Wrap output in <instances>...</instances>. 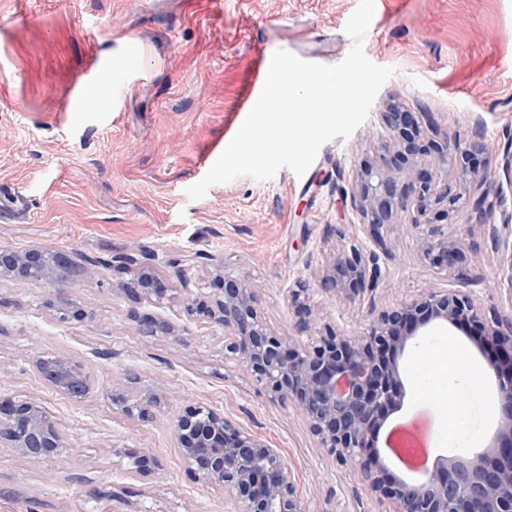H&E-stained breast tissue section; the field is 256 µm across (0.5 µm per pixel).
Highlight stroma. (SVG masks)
Returning <instances> with one entry per match:
<instances>
[{
    "instance_id": "1",
    "label": "stroma",
    "mask_w": 512,
    "mask_h": 512,
    "mask_svg": "<svg viewBox=\"0 0 512 512\" xmlns=\"http://www.w3.org/2000/svg\"><path fill=\"white\" fill-rule=\"evenodd\" d=\"M359 0H0V250L68 253L78 274L70 297L89 320L58 323L51 285L0 278V395L39 401L65 448L39 462L0 447V512H227L221 490L193 479L173 435L198 404L225 414L279 448L310 512H389L364 485L357 463H340L290 405L242 376L221 328L189 320L180 302L135 303L115 286L117 265L135 257L174 294L207 295L214 260L245 275L268 327L296 332L287 289L307 281L313 327L362 331L382 309L423 289L469 293L484 319L512 313L496 287L500 257L467 234L471 208L454 222L465 262L443 271L423 261L416 231L386 234V283L374 302L331 300L315 276L340 245L336 227L355 221L340 191L361 164H402L378 148L390 131L380 113L429 112L441 129L479 131L471 164L501 187L493 220L512 216V0H375L363 39L367 58L395 68L366 120L319 150L303 175L241 176L198 200L186 193L210 169L245 119L239 112L261 52L288 51L325 65L353 40L345 25ZM75 111H65L68 101ZM170 322L149 333L140 321ZM470 327L436 325L399 359L401 405L382 427L425 421L437 458L469 440L487 447L497 425V380ZM457 342L483 368L472 385L445 390L441 355ZM54 353L80 362L92 389L80 400L49 387L32 359ZM141 394L163 382L159 406L126 417L105 393L113 379ZM466 418L449 430L445 407ZM456 447H449V440ZM138 448L163 475L125 474L111 447Z\"/></svg>"
}]
</instances>
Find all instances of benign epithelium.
Instances as JSON below:
<instances>
[{
    "label": "benign epithelium",
    "mask_w": 512,
    "mask_h": 512,
    "mask_svg": "<svg viewBox=\"0 0 512 512\" xmlns=\"http://www.w3.org/2000/svg\"><path fill=\"white\" fill-rule=\"evenodd\" d=\"M384 128L398 133L394 143L380 144L401 154L404 165L392 171L382 165H361L350 193V207L363 218L366 238L345 228L336 229L341 248L319 270L323 291L334 298L361 301L384 279L379 250L386 249L384 233L400 212L419 230L421 258L453 269L464 260L458 235L450 231L452 217L469 205L478 214L470 231L488 233L507 271L506 293L512 303V221L492 222L500 190L490 170H472L467 161L484 150L477 140L439 128L428 112L394 109L379 113ZM456 173L448 186V170ZM410 189V199L397 197L398 182ZM130 278L117 291L154 305L174 302L161 278L130 257ZM58 262L38 248L0 252V277L17 282L31 279L55 283ZM224 288L218 297L183 289L186 315L224 330L225 350L242 374L271 397L292 404L318 436L321 447L341 462L359 465L370 492L391 505L389 512H512V314L491 322L481 320L469 294L425 289L410 300L382 310L370 309L371 320L360 334L332 328H311L314 306L307 282L288 289V304L298 319L294 336H276L267 327L254 288L238 273L213 264ZM62 323L74 317L91 318L62 300L54 306ZM454 327L471 325L477 343L492 351L489 368L502 378L499 386L498 433L494 443L469 458L443 461L429 475L407 481L390 472L376 450V434L389 412L401 401L399 358L415 337L432 323ZM33 365L51 388L80 399L86 376L80 364L63 356L41 354ZM123 384L112 381L110 398L129 418L142 413V404L158 402L160 388L146 390L140 402L122 396ZM174 435L187 471L206 485L224 491L230 512H308L298 493L294 472L278 449L211 405L186 410L175 421ZM0 447L36 460H49L63 450L57 423L41 403L0 396ZM119 465L133 476H152L161 470L157 460L138 448H111Z\"/></svg>",
    "instance_id": "benign-epithelium-1"
}]
</instances>
